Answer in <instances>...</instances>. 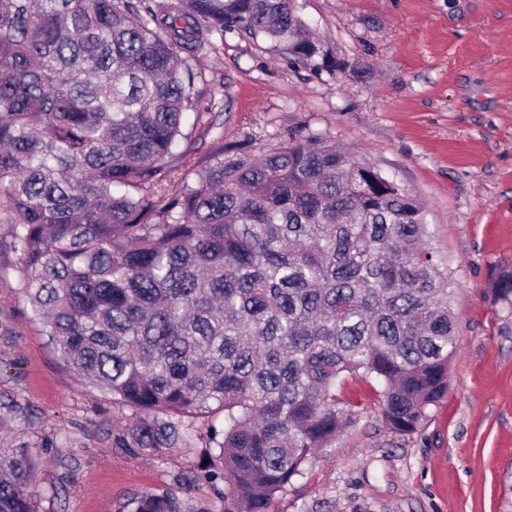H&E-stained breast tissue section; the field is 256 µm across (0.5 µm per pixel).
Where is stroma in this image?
<instances>
[{"instance_id":"stroma-1","label":"stroma","mask_w":512,"mask_h":512,"mask_svg":"<svg viewBox=\"0 0 512 512\" xmlns=\"http://www.w3.org/2000/svg\"><path fill=\"white\" fill-rule=\"evenodd\" d=\"M296 4L336 70L292 66L272 43L225 33L197 55L199 121L168 182L178 188L219 144L246 139L272 149L314 133L366 156L421 199L431 245L451 261L456 351L447 396L411 435L386 426L368 384L347 380L351 424L269 512H505L512 312L488 283L512 269V0ZM20 275L0 212V404L25 412L0 428V448L38 452L41 512H127L134 496L175 491L209 506L210 485L193 478L202 447L159 459L124 448L131 411L66 366L21 301Z\"/></svg>"}]
</instances>
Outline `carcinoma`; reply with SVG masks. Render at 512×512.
I'll use <instances>...</instances> for the list:
<instances>
[{
	"label": "carcinoma",
	"instance_id": "cac0c4a2",
	"mask_svg": "<svg viewBox=\"0 0 512 512\" xmlns=\"http://www.w3.org/2000/svg\"><path fill=\"white\" fill-rule=\"evenodd\" d=\"M238 30L331 69L296 0H0V209L18 293L87 384L130 409L123 446L190 448L221 512L272 498L351 422L336 388L377 384L392 431L448 394L449 260L419 201L367 157L309 135L219 148L164 183L195 54ZM494 302L512 311V270ZM27 448H0V512H40ZM128 512H210L145 493Z\"/></svg>",
	"mask_w": 512,
	"mask_h": 512
}]
</instances>
